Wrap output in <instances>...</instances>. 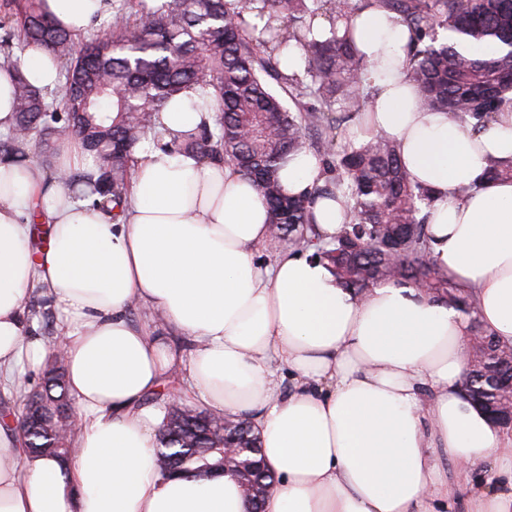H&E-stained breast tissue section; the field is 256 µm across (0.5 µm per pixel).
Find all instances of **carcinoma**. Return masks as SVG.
<instances>
[{"mask_svg":"<svg viewBox=\"0 0 512 512\" xmlns=\"http://www.w3.org/2000/svg\"><path fill=\"white\" fill-rule=\"evenodd\" d=\"M110 30L77 47V36L55 24L40 0H30L20 27L0 40V53L14 62L13 48H46L59 64L61 91L51 101L17 74L14 126L0 133V154L26 157L77 137L98 159L97 172H73L63 180L118 219L131 189L133 149L151 140L164 149L223 161L253 179L271 212L272 237L298 253L327 261L344 287L362 294L382 282L413 283L470 315L473 294L439 273L428 258L423 209L429 194L414 185L393 139L346 141L339 129L365 110L367 65L350 29L338 24L363 0H118ZM395 12L414 36L402 68L418 90L419 103L448 112L463 128L478 132L512 104V0H373ZM329 29L314 32L320 18ZM460 43L497 47L489 57L469 55ZM304 54L308 80L281 71L279 58ZM211 90L214 123L163 141L158 114L175 96ZM339 115L332 116L334 105ZM313 150L325 162L327 179L308 195L287 196L275 172L294 152ZM493 180H512V161H494ZM344 198L347 223L325 237L314 227L315 196ZM471 372L464 389L483 411L499 400V380L512 376V349L472 325ZM42 409L56 420L69 399L60 361L48 359ZM185 416L166 409L157 459L174 458L185 471H206L221 459L224 435L236 445L257 447L252 430H223L211 412L195 407ZM75 431L25 437L38 455L69 461Z\"/></svg>","mask_w":512,"mask_h":512,"instance_id":"carcinoma-1","label":"carcinoma"}]
</instances>
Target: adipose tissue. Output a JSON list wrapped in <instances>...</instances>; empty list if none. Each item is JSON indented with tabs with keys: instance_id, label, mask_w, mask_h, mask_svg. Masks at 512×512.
Listing matches in <instances>:
<instances>
[{
	"instance_id": "ef3b65f1",
	"label": "adipose tissue",
	"mask_w": 512,
	"mask_h": 512,
	"mask_svg": "<svg viewBox=\"0 0 512 512\" xmlns=\"http://www.w3.org/2000/svg\"><path fill=\"white\" fill-rule=\"evenodd\" d=\"M80 35L107 0H44ZM352 24L368 65L367 111L351 129L395 138L414 184L428 192L430 256L473 293L482 329L512 348V181L483 182L512 160V108L480 133L445 112H424L398 67L409 30L369 6ZM58 87L50 53L29 48L0 62V132L13 124L12 85ZM183 95L160 114L173 138L205 119ZM121 221L74 199L39 164L0 158V385L22 383V363L49 351L30 337L26 301L42 288L61 312L68 394L78 415L73 464L28 453L0 424V512H251L233 477L163 476L155 449L161 408L142 400L185 373L179 398L248 417L277 480L263 512H512V435L492 426L463 388L469 324L415 285L385 282L357 296L327 262L284 250L257 261L270 215L256 183L233 166L145 141L134 149ZM299 195L325 181L306 151L279 170ZM47 226L36 245L34 223ZM162 316L192 343L181 355L156 334ZM291 389H283L280 369ZM497 466L485 470L488 459ZM484 470L482 483L470 479Z\"/></svg>"
}]
</instances>
